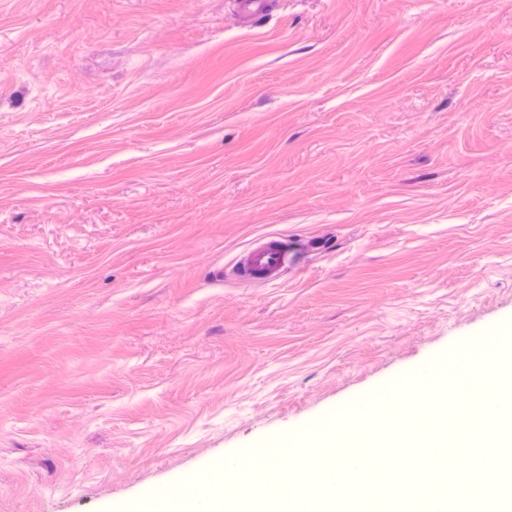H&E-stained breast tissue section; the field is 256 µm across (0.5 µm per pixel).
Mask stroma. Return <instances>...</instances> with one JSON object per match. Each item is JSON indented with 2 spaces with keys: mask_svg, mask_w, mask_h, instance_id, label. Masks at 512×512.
I'll return each mask as SVG.
<instances>
[{
  "mask_svg": "<svg viewBox=\"0 0 512 512\" xmlns=\"http://www.w3.org/2000/svg\"><path fill=\"white\" fill-rule=\"evenodd\" d=\"M484 336L512 0H0V512H222ZM289 261V252L284 248H277L271 243L252 247L240 260L243 270L262 271L266 278L277 280Z\"/></svg>",
  "mask_w": 512,
  "mask_h": 512,
  "instance_id": "stroma-1",
  "label": "stroma"
}]
</instances>
